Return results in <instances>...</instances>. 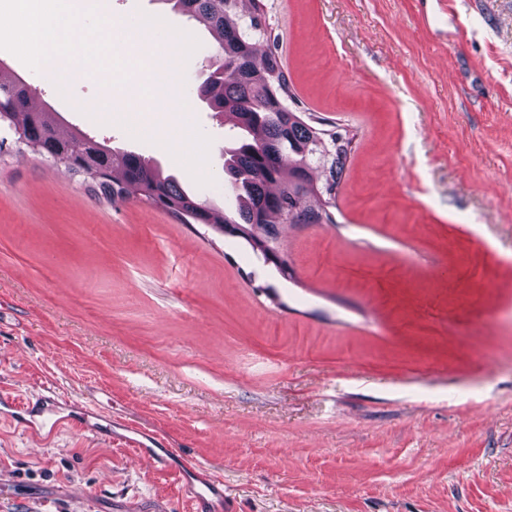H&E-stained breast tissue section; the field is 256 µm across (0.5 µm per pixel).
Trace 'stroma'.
<instances>
[{
	"instance_id": "stroma-1",
	"label": "stroma",
	"mask_w": 512,
	"mask_h": 512,
	"mask_svg": "<svg viewBox=\"0 0 512 512\" xmlns=\"http://www.w3.org/2000/svg\"><path fill=\"white\" fill-rule=\"evenodd\" d=\"M288 105L355 135L331 224H284L287 274L239 238L107 203L0 130V394L112 436L0 419V512H183L137 459L153 434L222 478L238 512H512V0H262ZM100 10L195 36L178 80L211 139L201 186L155 139L80 109L0 50L62 132L153 159L231 214L228 115L199 99L218 42L166 0ZM102 414H103L102 411H99L96 413L88 412L87 414L84 413V416H82L81 418H66V419L59 418V419H56L54 422H52V424L50 426L49 433L55 431L56 429H58L62 426H67V427L76 429L81 432H88V433H92V434L101 435L102 433L98 427L99 423L98 422L92 423L90 418H94L96 420H101V418H98V417H103Z\"/></svg>"
}]
</instances>
